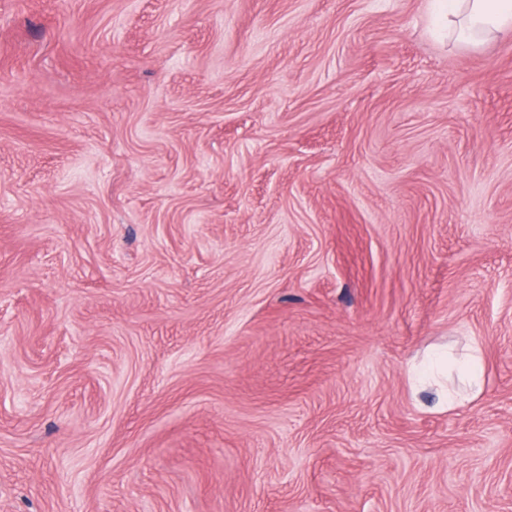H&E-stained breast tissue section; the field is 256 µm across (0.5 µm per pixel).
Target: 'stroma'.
Listing matches in <instances>:
<instances>
[{
	"instance_id": "1",
	"label": "stroma",
	"mask_w": 512,
	"mask_h": 512,
	"mask_svg": "<svg viewBox=\"0 0 512 512\" xmlns=\"http://www.w3.org/2000/svg\"><path fill=\"white\" fill-rule=\"evenodd\" d=\"M430 8L0 0V512H512V29Z\"/></svg>"
}]
</instances>
